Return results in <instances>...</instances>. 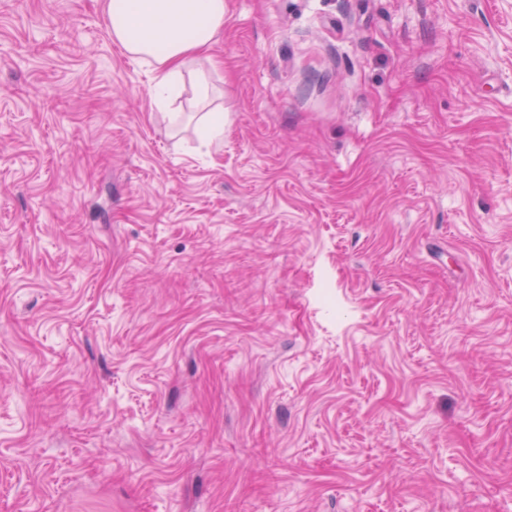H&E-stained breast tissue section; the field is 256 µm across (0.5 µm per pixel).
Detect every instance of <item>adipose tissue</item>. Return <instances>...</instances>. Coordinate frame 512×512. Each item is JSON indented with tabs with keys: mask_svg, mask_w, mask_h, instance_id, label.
Returning <instances> with one entry per match:
<instances>
[{
	"mask_svg": "<svg viewBox=\"0 0 512 512\" xmlns=\"http://www.w3.org/2000/svg\"><path fill=\"white\" fill-rule=\"evenodd\" d=\"M112 40L151 66L152 101L170 106L183 91V74L195 75V103L206 140L224 139V109L212 98L206 55L224 30V0H106Z\"/></svg>",
	"mask_w": 512,
	"mask_h": 512,
	"instance_id": "1",
	"label": "adipose tissue"
}]
</instances>
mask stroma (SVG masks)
Returning a JSON list of instances; mask_svg holds the SVG:
<instances>
[{
	"mask_svg": "<svg viewBox=\"0 0 512 512\" xmlns=\"http://www.w3.org/2000/svg\"><path fill=\"white\" fill-rule=\"evenodd\" d=\"M224 140L104 0H0V512H512V0H225Z\"/></svg>",
	"mask_w": 512,
	"mask_h": 512,
	"instance_id": "1",
	"label": "stroma"
}]
</instances>
